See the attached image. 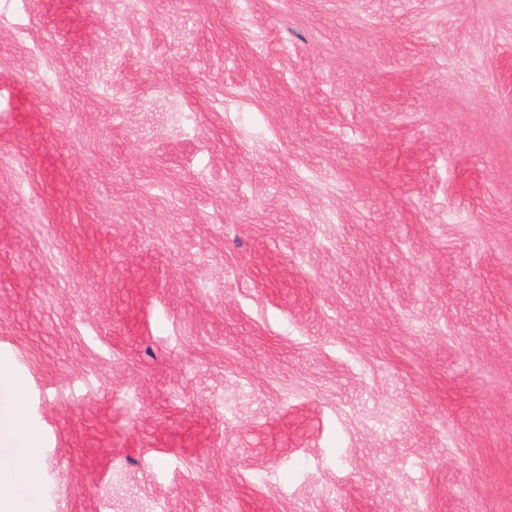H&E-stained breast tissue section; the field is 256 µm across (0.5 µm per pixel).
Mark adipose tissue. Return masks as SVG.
<instances>
[{"mask_svg": "<svg viewBox=\"0 0 512 512\" xmlns=\"http://www.w3.org/2000/svg\"><path fill=\"white\" fill-rule=\"evenodd\" d=\"M7 394L10 406L6 425L8 437L15 447L21 448L19 466L29 477H36L40 469L39 432L27 419L24 387L19 379L0 367V394Z\"/></svg>", "mask_w": 512, "mask_h": 512, "instance_id": "obj_1", "label": "adipose tissue"}]
</instances>
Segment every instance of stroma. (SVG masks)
<instances>
[{
  "mask_svg": "<svg viewBox=\"0 0 512 512\" xmlns=\"http://www.w3.org/2000/svg\"><path fill=\"white\" fill-rule=\"evenodd\" d=\"M0 366L33 512H512V0H0ZM2 393L10 398L6 422L8 438L15 447L23 449L18 465L33 480L40 469L39 432L27 419L23 384L7 368L0 366V394Z\"/></svg>",
  "mask_w": 512,
  "mask_h": 512,
  "instance_id": "stroma-1",
  "label": "stroma"
}]
</instances>
